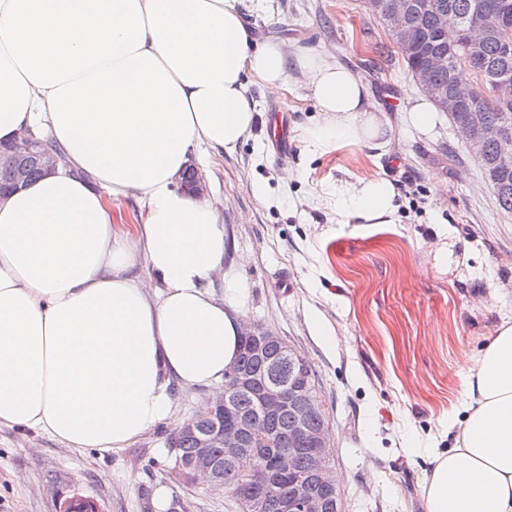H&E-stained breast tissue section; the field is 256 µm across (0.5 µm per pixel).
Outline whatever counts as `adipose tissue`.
Wrapping results in <instances>:
<instances>
[{
	"label": "adipose tissue",
	"instance_id": "ef3b65f1",
	"mask_svg": "<svg viewBox=\"0 0 512 512\" xmlns=\"http://www.w3.org/2000/svg\"><path fill=\"white\" fill-rule=\"evenodd\" d=\"M239 3L0 0V141L45 134L61 155L0 195V428L110 452L170 418L172 385L223 382L242 332L212 291L224 226L179 178L248 136L249 83L277 93L289 66L306 76L319 114L309 153L386 135L355 73L257 42ZM127 197L141 208L130 234L112 215ZM396 198L389 179H363L339 214L389 224ZM462 411L428 512H512V320L470 367Z\"/></svg>",
	"mask_w": 512,
	"mask_h": 512
}]
</instances>
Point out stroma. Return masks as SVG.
I'll use <instances>...</instances> for the list:
<instances>
[{
	"label": "stroma",
	"instance_id": "1",
	"mask_svg": "<svg viewBox=\"0 0 512 512\" xmlns=\"http://www.w3.org/2000/svg\"><path fill=\"white\" fill-rule=\"evenodd\" d=\"M241 11L257 41L356 72L390 130L377 147L311 155L301 136L318 114L305 77L291 71L276 94L250 84L247 139L189 163L224 226V302L308 360L343 512H427L433 459L454 444L466 361L512 319V214L447 113L434 110L428 129L414 124L413 107L432 102L364 0H242ZM274 105L288 115L284 157L268 146ZM376 176L399 191L394 223H337L341 189ZM447 242L454 261L440 273L434 254ZM208 394L174 387L170 421L112 453L1 427L0 512H58L75 489L105 512H141L143 492L160 488L184 512H241L227 493L174 474L173 425Z\"/></svg>",
	"mask_w": 512,
	"mask_h": 512
}]
</instances>
